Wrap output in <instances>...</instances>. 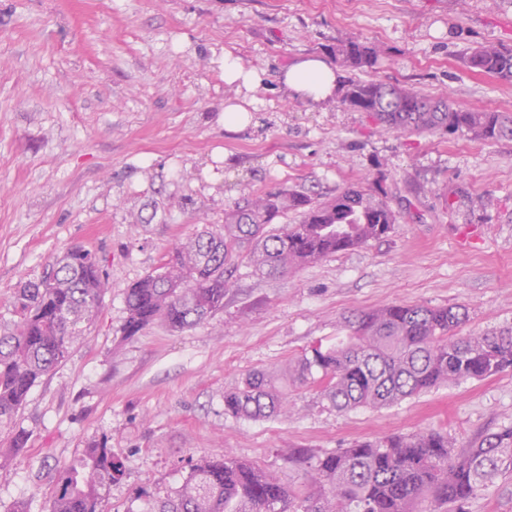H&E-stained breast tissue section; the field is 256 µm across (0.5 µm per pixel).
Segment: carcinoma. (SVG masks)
I'll list each match as a JSON object with an SVG mask.
<instances>
[{
  "instance_id": "carcinoma-1",
  "label": "carcinoma",
  "mask_w": 512,
  "mask_h": 512,
  "mask_svg": "<svg viewBox=\"0 0 512 512\" xmlns=\"http://www.w3.org/2000/svg\"><path fill=\"white\" fill-rule=\"evenodd\" d=\"M336 60L350 71L339 103L368 113L385 131L467 132L492 141L512 137V118L489 110L455 107L406 86L366 80L378 48L341 41ZM471 72L512 81V49L492 42L465 59ZM293 210L297 224L273 221ZM397 215L382 187L347 188L316 203L286 187L246 195L224 213V225L189 236L155 272L126 292L123 332L133 337L161 322L173 330L193 327L224 308L232 269L244 259L255 270L285 275L337 253L386 237ZM106 288L92 252L75 245L55 257L43 275L17 289V321L0 333V422L23 406L31 388L50 374L79 343L97 316ZM468 314L458 306L392 303L354 313L350 334L270 372H247L224 392V413L238 418L276 416L288 406L282 383L316 385L338 411L381 409L441 384L485 379L512 371V328L460 336ZM23 431L11 451L0 453V477L10 471ZM288 462L303 465L316 490L285 486L275 476L231 455L202 457L160 512H414L428 496L431 512L464 506L496 479L512 473V428L460 452L434 430L353 443L316 458L288 450ZM124 476V464L107 441L87 444L82 456L56 474L50 512H100V489Z\"/></svg>"
}]
</instances>
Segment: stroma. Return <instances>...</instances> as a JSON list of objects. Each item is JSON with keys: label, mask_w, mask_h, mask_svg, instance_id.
I'll list each match as a JSON object with an SVG mask.
<instances>
[{"label": "stroma", "mask_w": 512, "mask_h": 512, "mask_svg": "<svg viewBox=\"0 0 512 512\" xmlns=\"http://www.w3.org/2000/svg\"><path fill=\"white\" fill-rule=\"evenodd\" d=\"M346 39L378 46L371 79L512 115V83L464 62L487 41L512 48V0H0V330L17 288L71 246L106 281L84 340L0 423V451L28 436L0 512H49L56 467L101 438L126 469L103 512H158L202 456L298 485L290 448L436 430L461 450L512 427L510 371L381 409L339 412L301 387L277 417L224 412L246 372L335 343L354 311L460 306L459 335L512 326V137L387 132L280 83L298 57L334 62ZM228 53L262 76L238 131L224 127L241 98ZM376 180L397 214L388 238L281 277L240 262L204 323L124 337L127 288L243 195L284 186L321 202Z\"/></svg>", "instance_id": "35a3bbf8"}]
</instances>
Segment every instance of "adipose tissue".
I'll return each mask as SVG.
<instances>
[{
  "mask_svg": "<svg viewBox=\"0 0 512 512\" xmlns=\"http://www.w3.org/2000/svg\"><path fill=\"white\" fill-rule=\"evenodd\" d=\"M280 80L293 97L315 103L332 99L339 82L335 68L318 56L295 60Z\"/></svg>",
  "mask_w": 512,
  "mask_h": 512,
  "instance_id": "obj_1",
  "label": "adipose tissue"
}]
</instances>
